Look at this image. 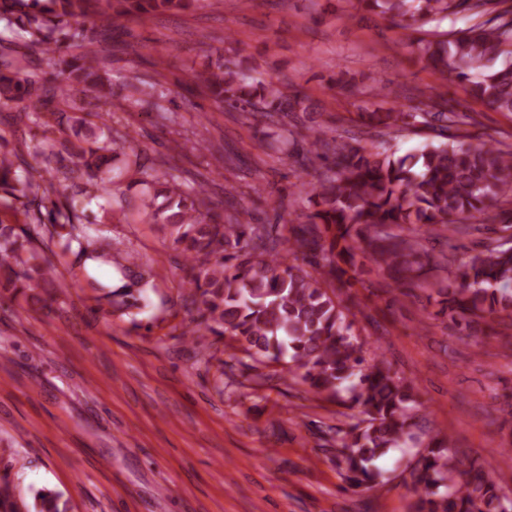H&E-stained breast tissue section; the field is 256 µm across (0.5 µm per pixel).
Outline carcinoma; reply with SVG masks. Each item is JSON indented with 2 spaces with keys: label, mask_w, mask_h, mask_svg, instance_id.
I'll return each instance as SVG.
<instances>
[{
  "label": "carcinoma",
  "mask_w": 512,
  "mask_h": 512,
  "mask_svg": "<svg viewBox=\"0 0 512 512\" xmlns=\"http://www.w3.org/2000/svg\"><path fill=\"white\" fill-rule=\"evenodd\" d=\"M408 31V45L418 59L442 76L455 75L468 95L487 107L512 114V63L498 67L501 57L512 58V4L509 0H357ZM193 0H0V20L12 24L15 38L27 48L54 53L63 46L80 50L66 62L68 72L53 82L39 83L17 73L0 72V106L25 102L16 113L19 123L33 113L36 119L57 100L81 110L72 94V81L96 98L112 96L100 75L93 45L112 37L85 34L82 20L93 7L119 21L130 16L180 11ZM471 24L420 36L434 21ZM214 104L222 109L258 112L269 121H282L304 112L300 91H254L256 78L229 62L192 74ZM130 97L148 110L164 111L166 89L154 77L133 76ZM363 125L389 130L408 114L395 108L360 113ZM428 125L471 126L476 120L461 104L431 88L425 108L413 114ZM124 135L119 131L91 134V145L64 158L56 144L42 142L39 154L48 172L63 180L84 179L98 196L111 195L112 153ZM301 166L331 161L316 175L309 192L318 210L291 229L282 240L265 224L243 219L246 211L234 199L215 212L209 183L203 174L188 182L168 180L166 174L136 163L127 170L132 182L162 190L142 200L144 212L169 236L185 262L197 269L188 282L190 305L196 315L182 335L206 329L229 334L247 344L249 357L283 366L291 379H301L314 392L350 409L361 418L336 432V458L352 488L378 483L376 461L388 451L421 443L417 433L418 403L411 383L392 372L381 355L367 360L353 332L356 286L366 287V270L357 262L362 252L378 266L412 286L434 262L422 241L439 237L438 227L451 235L467 231L459 220L479 214L487 228L502 236L497 244L468 257L456 288H440L442 311L459 332L475 336L512 318V224L497 212L500 199L512 198V144L477 140L475 143L428 142L417 153L397 157L363 147L338 145L323 133L309 136L297 153ZM22 189H17V186ZM21 192L23 209L49 192L31 172L3 157L0 191ZM76 215L62 203H51L53 233L78 245L79 255L96 260L107 256L112 243L93 236L74 222ZM54 283L50 270L38 262L32 236L25 226L0 222V288H37ZM417 495L415 512H512V497L483 468L459 466L451 441L426 444L411 471Z\"/></svg>",
  "instance_id": "obj_1"
}]
</instances>
